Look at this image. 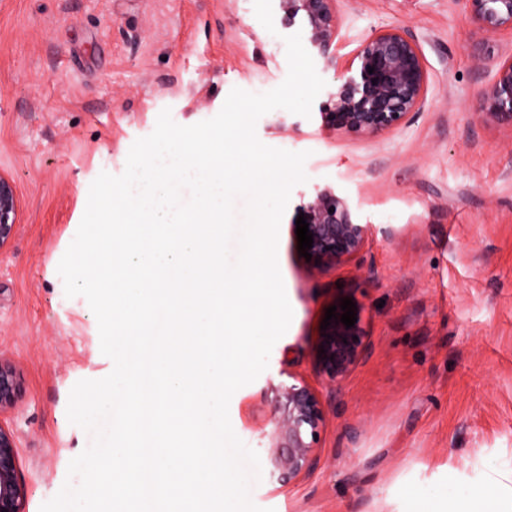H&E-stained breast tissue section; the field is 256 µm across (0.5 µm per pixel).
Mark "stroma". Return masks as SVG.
Wrapping results in <instances>:
<instances>
[{"mask_svg": "<svg viewBox=\"0 0 512 512\" xmlns=\"http://www.w3.org/2000/svg\"><path fill=\"white\" fill-rule=\"evenodd\" d=\"M340 50L400 26L429 73L401 127L353 134L273 110L265 145L308 152L280 225L278 263L293 310L264 375L229 403L236 435L262 450L267 376L286 368L325 396L313 475L250 497L265 512H446L512 476V126L481 119L495 60L512 33L486 34L462 0H340ZM280 0H0V172L20 222L0 253V353L22 391L5 421L17 436L27 512L63 486L92 436L67 418L80 380L112 370L86 299L66 297L58 265L101 172L122 174L163 109L191 126L233 88L263 93L287 76ZM363 201L372 234L360 259L310 272L290 224L314 187ZM364 308L369 348L337 387L314 368L322 316L338 295Z\"/></svg>", "mask_w": 512, "mask_h": 512, "instance_id": "obj_1", "label": "stroma"}]
</instances>
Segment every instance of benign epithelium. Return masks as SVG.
Here are the masks:
<instances>
[{
    "label": "benign epithelium",
    "mask_w": 512,
    "mask_h": 512,
    "mask_svg": "<svg viewBox=\"0 0 512 512\" xmlns=\"http://www.w3.org/2000/svg\"><path fill=\"white\" fill-rule=\"evenodd\" d=\"M338 0H280L284 19L307 24L311 47L324 68L334 71L335 91L321 107L323 126L354 134H372L401 126L424 102L428 71L419 45L407 30L388 27L362 40L352 58L340 63ZM471 22L485 33L512 31V0H463ZM374 68L368 73V68ZM483 117L512 125V56L496 65L492 83L481 92ZM362 201L339 187H316L299 211L313 233L308 266L314 272L358 258L372 233L360 217ZM334 212H329V209ZM20 200L11 177L0 173V253L7 250L19 224ZM351 328L338 321L319 331L315 366L331 385L344 380L369 347L363 307L356 304ZM288 380H267L261 392L271 406L265 466L281 488L310 476L318 466L326 410L321 397L301 378L280 370ZM21 380L13 363L0 355V415L14 409ZM13 430L0 423V512H26L27 488L20 476Z\"/></svg>",
    "instance_id": "benign-epithelium-1"
}]
</instances>
